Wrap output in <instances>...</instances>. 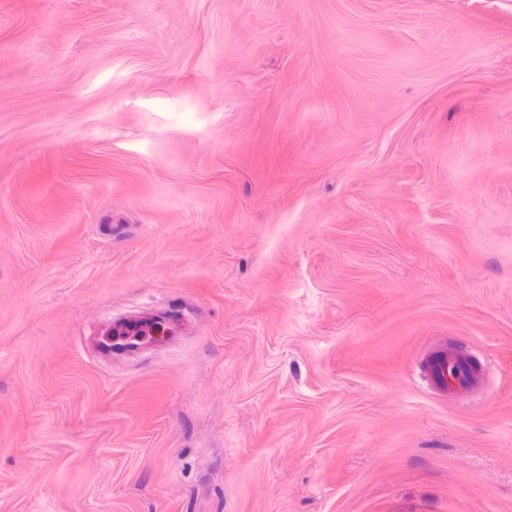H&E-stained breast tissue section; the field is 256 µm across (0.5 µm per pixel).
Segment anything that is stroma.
Instances as JSON below:
<instances>
[{
  "label": "stroma",
  "instance_id": "35a3bbf8",
  "mask_svg": "<svg viewBox=\"0 0 512 512\" xmlns=\"http://www.w3.org/2000/svg\"><path fill=\"white\" fill-rule=\"evenodd\" d=\"M0 512H512V0H0ZM155 324L156 321H154L153 316L133 317L114 321L98 337V346L102 352L112 354L104 346V343L109 341V339H112V343H139L135 349L129 351H136L154 344L165 343V337L168 338L169 336H153L151 334V327ZM111 333L112 336H107ZM424 376L429 385L445 395L460 394L477 388L481 375L468 361L448 349L432 352L426 362Z\"/></svg>",
  "mask_w": 512,
  "mask_h": 512
}]
</instances>
